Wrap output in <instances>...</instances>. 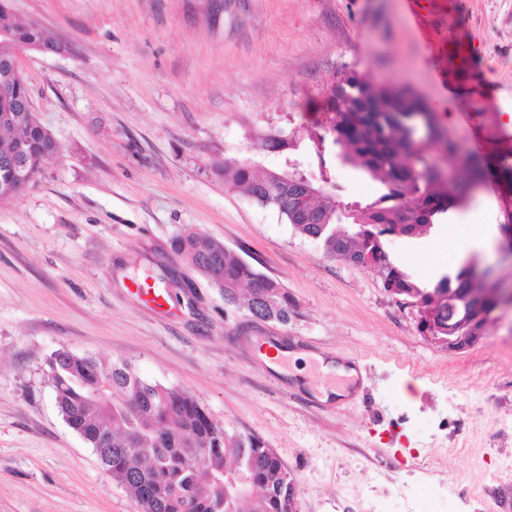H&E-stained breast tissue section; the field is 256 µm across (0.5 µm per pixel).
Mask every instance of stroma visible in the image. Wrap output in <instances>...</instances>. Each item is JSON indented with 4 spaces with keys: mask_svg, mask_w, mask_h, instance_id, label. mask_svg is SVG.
<instances>
[{
    "mask_svg": "<svg viewBox=\"0 0 512 512\" xmlns=\"http://www.w3.org/2000/svg\"><path fill=\"white\" fill-rule=\"evenodd\" d=\"M65 46L26 52L40 120L60 145L37 182L0 204V512H141L62 419L46 359L56 350L130 363L252 433L298 485V512H512V305L475 346L451 353L417 329L381 278L325 256L271 208L215 174L284 156L264 135L304 131L350 70L408 83L461 159L492 168L448 234L390 236L391 260L425 287L453 271L452 242L494 203L512 216V0H9ZM459 72L455 85L440 77ZM498 111L471 108L472 80ZM336 198L374 200L380 182L329 166ZM192 228L279 281L288 323L253 322L174 259ZM499 233L469 248L512 287ZM170 311L131 292L161 276ZM358 370L357 383L336 365Z\"/></svg>",
    "mask_w": 512,
    "mask_h": 512,
    "instance_id": "1",
    "label": "stroma"
}]
</instances>
